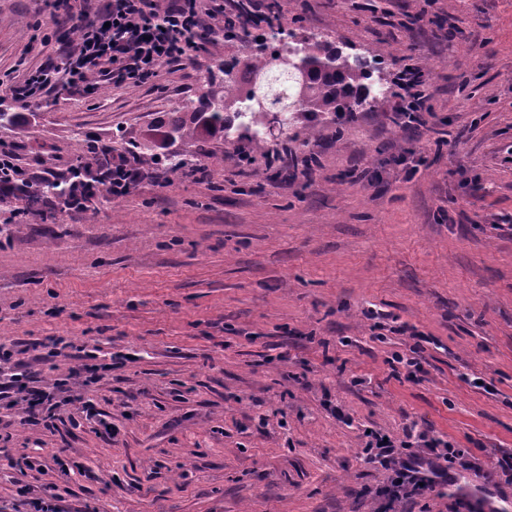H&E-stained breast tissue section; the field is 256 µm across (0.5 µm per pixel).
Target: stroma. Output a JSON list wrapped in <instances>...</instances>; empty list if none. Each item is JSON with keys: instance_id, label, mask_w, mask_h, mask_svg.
Segmentation results:
<instances>
[{"instance_id": "35a3bbf8", "label": "stroma", "mask_w": 512, "mask_h": 512, "mask_svg": "<svg viewBox=\"0 0 512 512\" xmlns=\"http://www.w3.org/2000/svg\"><path fill=\"white\" fill-rule=\"evenodd\" d=\"M304 33L365 56L387 47L425 74L430 111L413 130L383 107L313 134L319 164L273 175L265 149L218 135L206 169L144 178L126 198L44 220L0 199V345L48 337L42 379H96L93 418L63 411L33 432L0 404V507L24 489L61 512H453L447 492L390 504L391 474L366 433L409 424L463 450L462 478L512 505L486 471L512 453V0H280ZM48 0H0V78L59 59L77 36ZM243 41L163 65L154 82L60 90L38 109L12 95L0 144L22 167L65 172L99 141L145 153ZM252 157L237 164L239 151ZM424 371H395V355ZM485 379L486 388L473 384ZM27 456L36 469L14 467Z\"/></svg>"}]
</instances>
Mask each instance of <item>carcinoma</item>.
Masks as SVG:
<instances>
[{
	"label": "carcinoma",
	"mask_w": 512,
	"mask_h": 512,
	"mask_svg": "<svg viewBox=\"0 0 512 512\" xmlns=\"http://www.w3.org/2000/svg\"><path fill=\"white\" fill-rule=\"evenodd\" d=\"M270 13L271 20L257 34L248 31L244 24L227 27V39H247L256 44V51L243 61H222L218 71L224 75V94L212 90L201 97L198 105L182 106L191 111L189 119L179 116L172 120L168 136L183 140L187 149L165 156V164L171 173L178 174L189 167L196 157L189 146L204 132L220 133L225 140L232 141L237 131L247 127L252 130L247 139L264 144L268 142L267 128L276 122L283 130H288L296 112L318 121L325 120L340 130L354 121L357 113L385 104L384 86L374 79V73L388 62L390 53L387 50L379 48L370 52L372 61L369 62L365 57L336 49L318 35L301 36L291 31L288 41L284 42L281 40L282 29L276 23L277 0H272ZM280 54L311 69L305 96H297L294 84L288 83L292 75L276 70L274 60ZM250 74L276 77L289 87L260 92L263 101L260 106L245 96Z\"/></svg>",
	"instance_id": "carcinoma-1"
}]
</instances>
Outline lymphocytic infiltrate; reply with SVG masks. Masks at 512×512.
Returning a JSON list of instances; mask_svg holds the SVG:
<instances>
[{"label": "lymphocytic infiltrate", "instance_id": "f902f5d3", "mask_svg": "<svg viewBox=\"0 0 512 512\" xmlns=\"http://www.w3.org/2000/svg\"><path fill=\"white\" fill-rule=\"evenodd\" d=\"M239 13L240 0H107L101 12H81L78 41L59 62L27 68L20 85L11 93L31 107L40 105L45 96L60 88L91 94L105 84L147 83L161 65L201 52L202 28L213 33L222 31ZM398 80L401 92L396 96L394 121L401 124L409 117V105L425 106L430 94L417 68L405 66ZM94 151L111 155L112 160L107 168L93 174L83 163L69 167L65 180L68 192L57 201L66 208L85 210L101 192L116 199L126 197L144 177L137 162L112 152L110 146L98 144ZM56 178V173L49 170L23 169L14 148L0 147V198H16L26 209L36 203L52 206L55 201L36 199L35 191ZM439 445V440L423 433L397 444L375 432L367 443L375 451L374 461L394 471L419 496L447 481L449 467L460 455L451 447L445 457H438L434 450Z\"/></svg>", "mask_w": 512, "mask_h": 512}]
</instances>
